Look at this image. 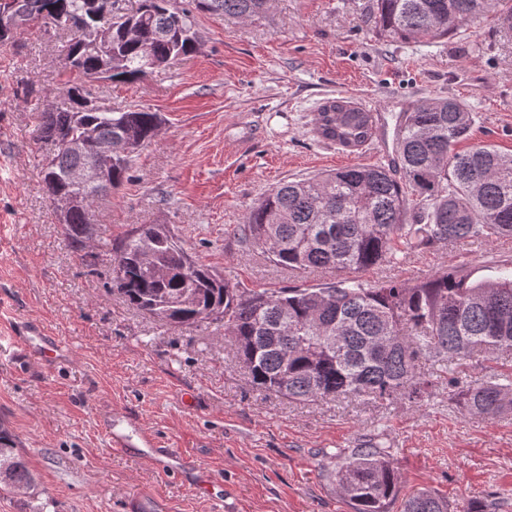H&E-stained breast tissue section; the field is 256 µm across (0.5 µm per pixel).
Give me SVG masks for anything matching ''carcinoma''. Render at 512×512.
Wrapping results in <instances>:
<instances>
[{"label": "carcinoma", "mask_w": 512, "mask_h": 512, "mask_svg": "<svg viewBox=\"0 0 512 512\" xmlns=\"http://www.w3.org/2000/svg\"><path fill=\"white\" fill-rule=\"evenodd\" d=\"M29 29L73 32L66 47L69 106L37 114L36 138L53 151L43 158L49 200L80 190L69 170L90 163L101 144L124 138L133 150L112 164V176L71 207L59 223L67 246L87 248L96 202L127 179L135 154L161 123L147 109L114 112L90 105L86 84L96 79L133 83L190 55L197 44L193 10L248 20L270 0H138L131 14H115L111 0H14ZM489 0H373L379 31L391 39L433 43L468 25ZM112 25L106 51L94 46L98 28ZM473 113L458 99L427 98L398 117V168L357 165L279 183L246 212L235 234L274 264L292 271H368L398 255L449 242L490 243L512 236V154L477 144ZM318 137L350 151L376 130L373 113L346 99L327 100L315 121ZM84 139L85 152L62 148ZM109 285L136 310L174 326L215 324L233 339L252 387L294 402L333 398L417 405L433 387L425 366L448 375V389L465 413L512 412V372L465 389L459 375L480 361L512 355V270L471 280L443 269L415 284L367 286L344 277L311 287L254 291L240 288L198 263L166 224H139L111 244ZM123 276L116 277V268ZM223 306L212 319L207 309ZM326 336L335 337L327 342ZM353 512H390L401 475L390 452L373 445L336 452L330 473ZM27 490L35 477L14 436L0 427V485ZM402 512H451L448 502L419 490Z\"/></svg>", "instance_id": "cac0c4a2"}]
</instances>
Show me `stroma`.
I'll return each mask as SVG.
<instances>
[{
    "label": "stroma",
    "instance_id": "35a3bbf8",
    "mask_svg": "<svg viewBox=\"0 0 512 512\" xmlns=\"http://www.w3.org/2000/svg\"><path fill=\"white\" fill-rule=\"evenodd\" d=\"M371 11L372 0H272L245 21L198 12L187 57L135 83L92 82L93 97L114 111L163 118L130 180L94 210L92 266L63 240L35 135L36 112L67 103L68 37L32 29L0 44V422L37 478L31 493L0 489V512H353L333 485L331 455L368 443L390 449L400 497L426 489L453 512L491 499L512 512L511 413L468 417L444 377L415 406L265 395L223 331L159 324L107 287V242L135 224L170 225L196 260L244 288L333 281L275 266L234 230L278 183L389 164L394 115L420 99L453 97L471 109L473 134L458 151L485 142L512 153V30L497 22L512 0L431 44L381 36ZM336 97L377 119L358 151L314 132L321 104ZM511 264L505 240L456 242L361 278L413 282L447 267L480 280ZM24 321L62 337L69 359L50 366L11 345ZM112 420L190 455L223 499L136 452H113Z\"/></svg>",
    "mask_w": 512,
    "mask_h": 512
}]
</instances>
